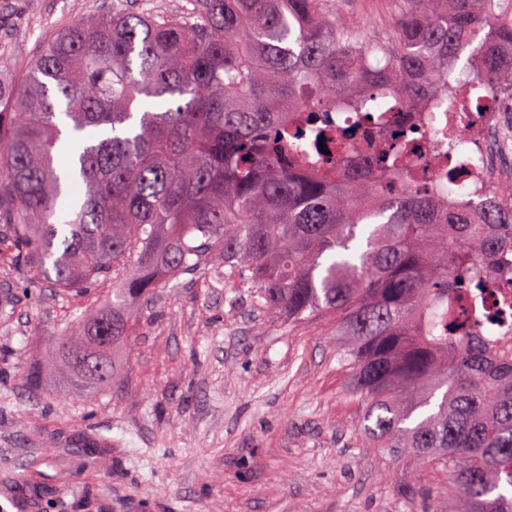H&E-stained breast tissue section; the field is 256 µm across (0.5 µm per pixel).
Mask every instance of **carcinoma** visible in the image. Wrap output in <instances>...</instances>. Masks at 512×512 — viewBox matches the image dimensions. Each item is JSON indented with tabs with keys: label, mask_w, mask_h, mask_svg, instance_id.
Wrapping results in <instances>:
<instances>
[{
	"label": "carcinoma",
	"mask_w": 512,
	"mask_h": 512,
	"mask_svg": "<svg viewBox=\"0 0 512 512\" xmlns=\"http://www.w3.org/2000/svg\"><path fill=\"white\" fill-rule=\"evenodd\" d=\"M190 3L68 26L0 96V254L65 292L122 279L56 355L86 391L111 382L116 310L221 258L272 315L336 320L365 436L448 467L457 512H512V348L459 318L495 286L477 259L505 217L401 169L406 125L354 156L329 117L512 99V0H392L380 31L339 0Z\"/></svg>",
	"instance_id": "1"
}]
</instances>
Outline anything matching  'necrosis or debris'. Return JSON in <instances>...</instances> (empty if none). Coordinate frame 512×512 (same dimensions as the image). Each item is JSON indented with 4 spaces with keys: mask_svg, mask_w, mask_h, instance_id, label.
<instances>
[{
    "mask_svg": "<svg viewBox=\"0 0 512 512\" xmlns=\"http://www.w3.org/2000/svg\"><path fill=\"white\" fill-rule=\"evenodd\" d=\"M398 122L417 128L412 166L425 169L429 182L440 181L447 167L440 157L449 154L450 166L460 169L459 191L452 200L477 212L487 202L512 215V195L503 193V183L512 181V103L485 112H444L427 101L416 112H375L365 125L370 139H378ZM507 245L495 255L493 276L496 289L486 294L483 304L461 312L460 318L473 322L480 333L512 337V227L498 228Z\"/></svg>",
    "mask_w": 512,
    "mask_h": 512,
    "instance_id": "4bbe7bcc",
    "label": "necrosis or debris"
}]
</instances>
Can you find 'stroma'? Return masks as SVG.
<instances>
[{
  "instance_id": "stroma-1",
  "label": "stroma",
  "mask_w": 512,
  "mask_h": 512,
  "mask_svg": "<svg viewBox=\"0 0 512 512\" xmlns=\"http://www.w3.org/2000/svg\"><path fill=\"white\" fill-rule=\"evenodd\" d=\"M188 0H0V90L44 43L102 11L170 13ZM112 283L65 293L0 260V494L9 512H454L447 468L358 430L332 320L290 324L255 289L203 270L131 304L111 383L82 393L55 336ZM35 497L14 483L32 457ZM97 475L96 499L77 489Z\"/></svg>"
}]
</instances>
